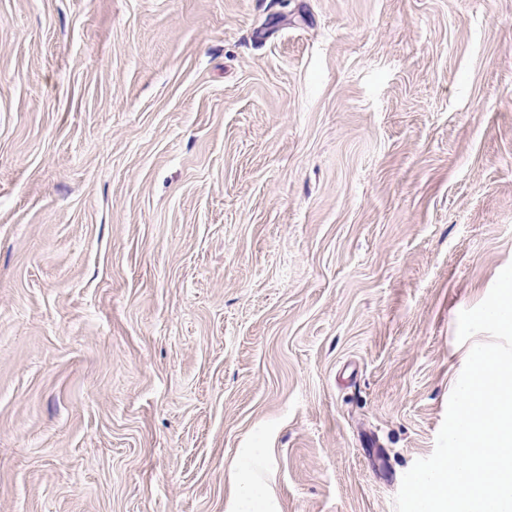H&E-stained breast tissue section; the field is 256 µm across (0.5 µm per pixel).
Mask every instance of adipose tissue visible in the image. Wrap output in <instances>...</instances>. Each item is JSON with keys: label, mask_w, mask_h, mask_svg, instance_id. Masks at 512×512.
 Returning a JSON list of instances; mask_svg holds the SVG:
<instances>
[{"label": "adipose tissue", "mask_w": 512, "mask_h": 512, "mask_svg": "<svg viewBox=\"0 0 512 512\" xmlns=\"http://www.w3.org/2000/svg\"><path fill=\"white\" fill-rule=\"evenodd\" d=\"M270 454L266 448L245 449L231 466L234 493L226 512H270V488L264 466Z\"/></svg>", "instance_id": "ef3b65f1"}]
</instances>
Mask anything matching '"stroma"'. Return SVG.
Masks as SVG:
<instances>
[{
	"label": "stroma",
	"instance_id": "35a3bbf8",
	"mask_svg": "<svg viewBox=\"0 0 512 512\" xmlns=\"http://www.w3.org/2000/svg\"><path fill=\"white\" fill-rule=\"evenodd\" d=\"M512 263V0H0V512H394ZM269 454V448H246L231 465L235 487L226 512L272 511L270 488L264 473Z\"/></svg>",
	"mask_w": 512,
	"mask_h": 512
}]
</instances>
